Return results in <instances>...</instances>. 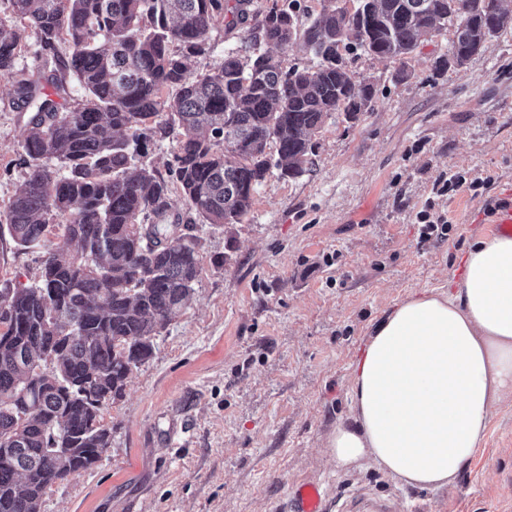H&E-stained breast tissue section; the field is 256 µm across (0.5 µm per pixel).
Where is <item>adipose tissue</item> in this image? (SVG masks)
<instances>
[{"mask_svg": "<svg viewBox=\"0 0 512 512\" xmlns=\"http://www.w3.org/2000/svg\"><path fill=\"white\" fill-rule=\"evenodd\" d=\"M446 292L416 291L368 337L352 412L328 440L337 468L368 457L404 485L453 482L512 392V237L477 241Z\"/></svg>", "mask_w": 512, "mask_h": 512, "instance_id": "obj_1", "label": "adipose tissue"}]
</instances>
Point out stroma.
I'll use <instances>...</instances> for the list:
<instances>
[{
	"mask_svg": "<svg viewBox=\"0 0 512 512\" xmlns=\"http://www.w3.org/2000/svg\"><path fill=\"white\" fill-rule=\"evenodd\" d=\"M452 37L443 27L401 59L347 54L348 73L373 86L364 112L329 116L311 169L268 176L242 223L195 224L190 299L103 406L101 460L48 488L41 512H290L300 480L405 512H512V395L440 489L401 485L366 458L336 468L327 448L372 326L411 292L459 280L512 185V25L461 66L446 62ZM28 118L0 78V211L27 177ZM454 173L485 185L434 195ZM428 202L449 230L424 243ZM41 267V252L0 232V283L34 284Z\"/></svg>",
	"mask_w": 512,
	"mask_h": 512,
	"instance_id": "stroma-1",
	"label": "stroma"
}]
</instances>
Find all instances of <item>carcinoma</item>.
Wrapping results in <instances>:
<instances>
[{
  "mask_svg": "<svg viewBox=\"0 0 512 512\" xmlns=\"http://www.w3.org/2000/svg\"><path fill=\"white\" fill-rule=\"evenodd\" d=\"M10 2L0 76L32 115L21 141L28 177L5 220L43 260L37 283L0 286V512H41L47 488L110 447L102 407L122 397L194 291L200 255L188 230L198 220L242 223L267 175L296 177L312 163L313 137L332 113L364 111L372 85L356 88L343 52L405 57L450 24L444 64L462 65L512 17L501 0H357L352 12L327 0L300 32L291 3L260 15L252 0ZM221 24L246 26L249 53L192 71ZM27 27L38 44L32 73L15 69ZM299 41L316 65L288 64ZM66 70L86 93L74 111L44 92L49 84L65 98ZM158 128L175 135L165 167L190 214L183 223L152 222L169 210L171 188L136 155Z\"/></svg>",
  "mask_w": 512,
  "mask_h": 512,
  "instance_id": "obj_1",
  "label": "carcinoma"
}]
</instances>
